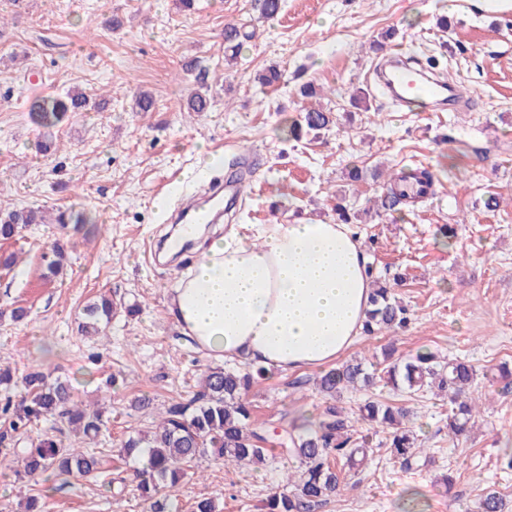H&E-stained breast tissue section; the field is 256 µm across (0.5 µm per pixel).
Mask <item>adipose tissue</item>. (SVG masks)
I'll return each mask as SVG.
<instances>
[{
    "mask_svg": "<svg viewBox=\"0 0 512 512\" xmlns=\"http://www.w3.org/2000/svg\"><path fill=\"white\" fill-rule=\"evenodd\" d=\"M370 292L350 225L260 224L205 246L175 278L167 309L215 358L295 371L329 364L355 344Z\"/></svg>",
    "mask_w": 512,
    "mask_h": 512,
    "instance_id": "1",
    "label": "adipose tissue"
}]
</instances>
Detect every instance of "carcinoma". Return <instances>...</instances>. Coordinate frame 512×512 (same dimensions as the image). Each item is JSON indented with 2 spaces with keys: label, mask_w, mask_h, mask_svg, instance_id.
<instances>
[{
  "label": "carcinoma",
  "mask_w": 512,
  "mask_h": 512,
  "mask_svg": "<svg viewBox=\"0 0 512 512\" xmlns=\"http://www.w3.org/2000/svg\"><path fill=\"white\" fill-rule=\"evenodd\" d=\"M206 82L187 97L192 112H206L210 106L202 92ZM89 101L78 90L68 93V100L43 99L30 108L31 119L43 126L60 123L69 112L88 110ZM334 123L330 112L309 108L301 119L288 127V136L300 137L302 131L320 133ZM43 221L39 209L0 208V240H9L26 224ZM66 259L62 246H56L47 257L46 270L58 275ZM370 308L363 329L369 334L390 332L408 321V309L391 295L390 289H373ZM117 305L102 296L86 305V322L81 331L86 335L99 332L98 323L112 320ZM394 350L383 351L386 365L380 375L365 364L351 360L338 368L325 371L317 380L318 390L334 399L345 389L367 390L380 381L386 387L409 393L426 392L436 388L447 396L448 434L459 436L467 431L475 418L476 405L465 398L466 391L475 385L479 371L466 361L444 362L432 352H419L409 358H393ZM267 370L251 363L239 369L216 366L208 369L200 391L186 404L176 403L165 411L149 434L130 435L120 448L127 457L147 456L145 475L137 490L147 505L146 512H180L179 502L165 493L188 476V468L203 458L218 466L235 468L246 465L265 467L273 459L266 439L250 428V408L244 400L251 388L264 379ZM11 386L22 392L14 401L10 394L0 399V418L7 424L1 441L13 432L29 437V445L12 448L23 462V472L29 477L52 472L58 476L88 477L99 470L100 458L94 452L81 449V444L96 439L108 421L102 412L88 410L74 399L71 385L59 379L50 380L40 368L21 374L9 367H0V386ZM60 418L73 433L67 443L54 435L35 434L41 422ZM409 410L376 400H367L350 413L336 405L326 406L314 430L306 435L291 433L282 451L296 458L299 470L286 476L285 490L271 495L266 502L267 512H315L330 496L340 491L341 480L333 470L330 459L345 461L350 468L368 465L372 461L366 438L356 435L355 423L361 421L371 428L387 433L385 445L390 456L409 466L412 459L424 452L417 446L418 436L405 426ZM503 498L491 487L483 490L478 512H503Z\"/></svg>",
  "instance_id": "obj_1"
}]
</instances>
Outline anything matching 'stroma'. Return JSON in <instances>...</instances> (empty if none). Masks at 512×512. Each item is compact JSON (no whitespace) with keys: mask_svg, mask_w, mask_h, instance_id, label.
Here are the masks:
<instances>
[{"mask_svg":"<svg viewBox=\"0 0 512 512\" xmlns=\"http://www.w3.org/2000/svg\"><path fill=\"white\" fill-rule=\"evenodd\" d=\"M250 37L224 58V28ZM424 66L464 92L455 112L394 110L369 72L385 32ZM283 75L265 86L269 68ZM206 74L210 108L186 107ZM312 83L304 98L297 87ZM99 102L45 128L28 115L35 100L70 90ZM155 106L134 111L140 92ZM332 112L319 136L289 138L303 109ZM213 163L196 180L187 171L199 152ZM364 170L348 181L349 165ZM426 169L429 196L395 212H372L376 196L400 172ZM241 184L224 211L223 230L241 224L336 221L345 203L372 275L389 282L409 310L405 328L360 336L345 357H372L385 346L404 358L420 349L465 357L485 377L470 396L480 414L473 431L448 435V401L378 388L379 399L410 408L428 459L407 469L385 451L384 433L369 436L374 460L349 472L339 496L319 512H474L483 488L501 493L512 512V21L462 12L454 0H284L262 19L257 0H0V203L41 207L48 221L24 228L0 256V311L21 307L25 320L0 318V364L16 372L41 367L70 380L74 396L98 403L109 431L94 449L105 473L125 477L112 497L103 477L43 475L18 480V456L0 458V512H22L38 497L42 512H146L136 488L139 466L120 453L128 435L154 427L156 414L189 400L217 361L182 336L167 313L168 288L188 270L196 248L166 256L169 218L207 194L211 178ZM499 205L486 207L489 196ZM89 216L60 227L57 211ZM453 226L446 238L442 229ZM68 247L63 274H46L45 255ZM132 308L82 334L84 306L99 296ZM321 370L270 371L247 395L253 427L279 433L319 414L328 400ZM116 386L106 387L109 376ZM138 398L149 399L143 409ZM298 463L277 454L266 468L227 472L200 460L194 476L172 489L183 512L213 499L216 512H264L284 473ZM451 486H444V476Z\"/></svg>","mask_w":512,"mask_h":512,"instance_id":"1","label":"stroma"}]
</instances>
